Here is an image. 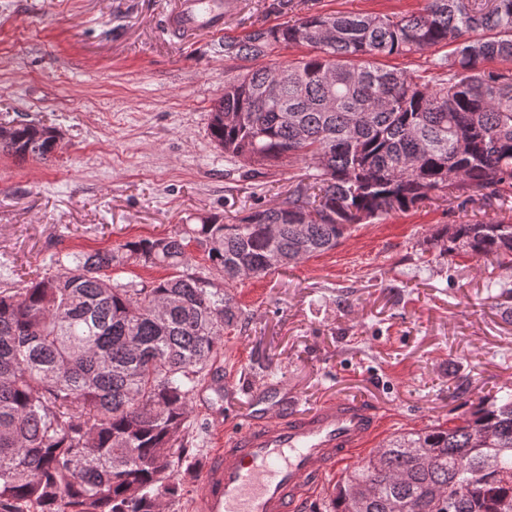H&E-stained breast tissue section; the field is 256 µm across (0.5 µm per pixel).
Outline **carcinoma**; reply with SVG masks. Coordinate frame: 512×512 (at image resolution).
I'll list each match as a JSON object with an SVG mask.
<instances>
[{"label":"carcinoma","mask_w":512,"mask_h":512,"mask_svg":"<svg viewBox=\"0 0 512 512\" xmlns=\"http://www.w3.org/2000/svg\"><path fill=\"white\" fill-rule=\"evenodd\" d=\"M309 54L269 65L276 50ZM448 49L443 55L434 49ZM426 56L419 74L381 59ZM239 62L209 134L254 173L307 172L278 205L212 216L113 248L68 252L0 290V512H158L177 492L199 374L241 315L247 268L271 275L435 197L463 209L512 189V0H426L400 17L307 12L224 37ZM508 62L488 68L489 61ZM0 153L47 161L56 130L12 126ZM422 260L512 266V223L453 224ZM200 247L216 284L192 264ZM171 271L126 284L123 266ZM370 488L362 501L358 488ZM329 512H512V394L448 425L384 441L346 473Z\"/></svg>","instance_id":"carcinoma-1"}]
</instances>
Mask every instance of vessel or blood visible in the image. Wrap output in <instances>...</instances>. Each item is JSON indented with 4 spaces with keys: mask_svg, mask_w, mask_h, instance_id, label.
I'll list each match as a JSON object with an SVG mask.
<instances>
[{
    "mask_svg": "<svg viewBox=\"0 0 512 512\" xmlns=\"http://www.w3.org/2000/svg\"><path fill=\"white\" fill-rule=\"evenodd\" d=\"M234 0H176L165 24L180 41L223 31ZM380 424L361 399L328 398L307 412L276 403L242 418L202 471L197 512H303L334 466L365 447Z\"/></svg>",
    "mask_w": 512,
    "mask_h": 512,
    "instance_id": "1",
    "label": "vessel or blood"
}]
</instances>
